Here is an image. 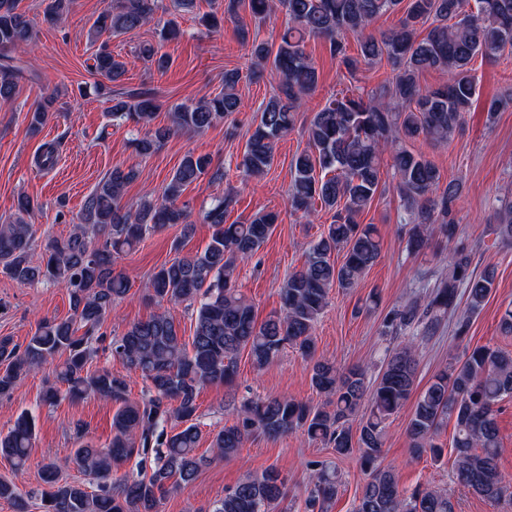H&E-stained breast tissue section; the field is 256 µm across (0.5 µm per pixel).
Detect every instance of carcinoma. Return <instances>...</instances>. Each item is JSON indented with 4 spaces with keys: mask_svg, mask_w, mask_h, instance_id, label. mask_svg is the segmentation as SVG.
Returning <instances> with one entry per match:
<instances>
[{
    "mask_svg": "<svg viewBox=\"0 0 512 512\" xmlns=\"http://www.w3.org/2000/svg\"><path fill=\"white\" fill-rule=\"evenodd\" d=\"M159 2L111 0L90 28L91 42L149 23ZM242 6L256 19L279 10L288 19L276 53L265 42L252 44L250 74L260 75L270 63L280 82L278 94L259 107L236 165L244 179L269 171L277 140L294 129L304 97L316 88L317 70L306 53V39H326L331 55L351 72L358 60L347 54V36L357 34L362 59L386 60L391 77L366 98L343 93L330 99L306 126L307 147L291 162L290 207L308 216L319 203L332 213V221L310 245L303 268L284 282L279 310L258 320L252 301L235 286L237 262L257 253L273 233L278 216L259 212L244 223L227 224L225 214L236 203L232 193L212 199L200 211L212 229L205 249L193 256H176L148 277L145 294L157 306L187 302L196 309L188 339L161 309L112 340V355L147 383L141 399L130 397L126 378L88 368L94 336L112 306L130 291L126 278L115 270L116 258L169 224H179L183 234H189L192 209L181 200L183 192L206 174L212 181L224 180V167H214L208 156L189 152L161 195L132 210L122 199L138 169L113 166L86 198L73 231L43 241L40 264L30 259L35 241L23 219L33 204L26 196L18 198L19 216L0 224V273L20 284L59 285L67 293L69 314L41 320L24 344L0 336V396L11 394L19 382L60 354L65 359L55 370L54 382L43 390L44 403L55 404L64 385L72 399L96 396L116 405L107 446L83 442L79 427L78 446L70 457L42 462L44 512H157L168 494L196 480L207 461L196 453L201 431L194 417L200 390L232 383L241 352L248 351L253 364L264 368L287 345L312 362L311 383L327 402L312 407L286 397L242 401L234 406L236 421L213 436L215 456L233 458L256 435L274 439L300 431L325 443L338 458L358 455L365 479L354 512H456L451 494L430 486L408 491L396 469L383 464L386 423L413 397L407 428L413 456L442 461L440 430L453 418L454 479L489 502L512 496V478L498 465L497 424V405L512 397V351L490 345L468 349L463 359H451L425 389L414 394L419 345L434 337L442 321L454 317L463 303L468 315L457 318L454 338L464 340L470 315L483 306L493 288V275L471 269L467 248L448 253V277L422 299L385 317L384 333L401 334L403 340L386 355L375 379H368L361 365L341 368L315 358V325L330 291L357 287L380 256L377 227L359 223L358 216L379 190L384 156L391 160L403 200L401 223L408 251L421 252L437 235L447 240L455 235L460 184L450 180L441 185L435 163L410 150L407 143L421 137L446 143L460 127L476 97L472 61L479 55L495 58L512 46V0H224L223 12L211 9L199 18L200 24L216 30L224 16L236 17ZM400 6L403 13L395 27L378 36L369 32L380 17ZM32 33V21L18 11V0H0V104L13 100L25 74L12 53L26 46ZM142 54L157 69L168 68L169 57L154 45H145ZM93 61L95 72L111 83L124 75L123 64L104 42ZM429 70L445 74L446 81L436 87L421 85L420 75ZM240 79L239 71H226L224 91L174 106L171 125L132 140L137 156L152 155L173 133H201L241 111L236 93ZM102 90L112 121L137 127L153 121L156 105L150 93L123 97L107 86ZM55 101L49 93L36 105L30 112L31 129L46 125ZM498 217L497 234L512 239V200L501 202ZM340 250L345 255L338 264L332 256ZM35 439V419L23 411L7 432H0V458L24 469ZM130 462L134 467L118 473L120 465ZM68 469L96 476L98 489L90 492L85 484L65 478ZM340 487L334 466L310 462L306 512H328ZM286 495V479L271 467L225 489L224 497L206 512H272ZM0 500L17 505L23 495L13 482L0 480Z\"/></svg>",
    "mask_w": 512,
    "mask_h": 512,
    "instance_id": "obj_1",
    "label": "carcinoma"
}]
</instances>
